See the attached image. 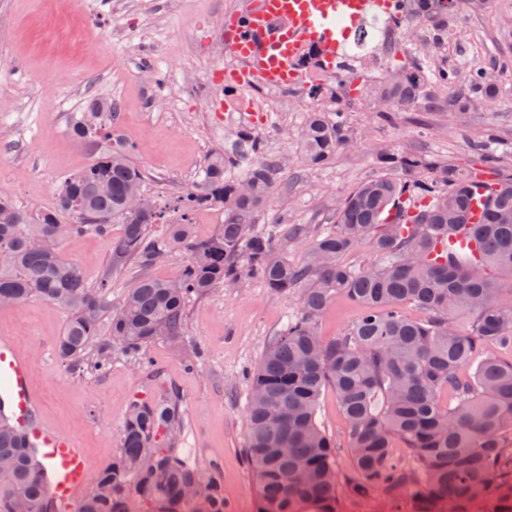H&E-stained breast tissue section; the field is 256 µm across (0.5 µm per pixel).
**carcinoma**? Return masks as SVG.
Returning <instances> with one entry per match:
<instances>
[{
    "label": "carcinoma",
    "mask_w": 512,
    "mask_h": 512,
    "mask_svg": "<svg viewBox=\"0 0 512 512\" xmlns=\"http://www.w3.org/2000/svg\"><path fill=\"white\" fill-rule=\"evenodd\" d=\"M431 6L428 21L443 33L447 15L462 0H420ZM352 80L313 85L318 105L306 112L299 132L304 164L323 168L342 149L355 147L346 124L321 101L349 110L359 99ZM454 88L453 107L473 99L498 101L494 72L470 71L465 84L417 57L373 80L364 99L380 118L402 110L426 111L435 90ZM112 102L86 100L71 134L96 148L93 162L64 179L51 208L30 211L0 195V300L18 305L31 298L67 311L56 344L58 357L76 362L96 348L92 369L112 363V349L139 357L157 340L182 334L188 301L211 290L257 277L275 293L300 292V310L267 346L249 377L244 448L255 478L256 512H335L341 494L373 493L386 502L408 497L414 512H469L484 502L488 512H512V359L487 356L483 346L512 348V304L487 276L493 268L512 281V174L488 181L479 220L471 219L476 178L435 157L385 152L379 172L362 181L336 209V228L323 230L309 261L288 263L277 251L278 221L264 228L256 216L274 189L275 166L264 159L242 174L238 159L222 151L206 159L194 188L176 199L180 222L167 237L150 228L161 212L144 190L145 174L132 161V145L114 148ZM224 209V229L199 239L190 216ZM112 269L136 263L147 269L169 249L188 254L177 274H143L114 304L104 278L88 286L81 266L59 243L88 234L112 235ZM477 239L482 256L429 258L438 238ZM367 244L377 263L355 268L339 262ZM344 297L360 309L339 336L323 339L316 323L327 305ZM412 305L421 316H408ZM330 387L348 423L352 469L337 467L339 447L318 420L323 389ZM182 424L178 407L163 398L131 406L121 448L100 475L112 495L89 493L78 512H128L134 495L152 512H183L185 483L198 471L173 448L167 431ZM400 440L407 458L393 455ZM0 463L13 480L0 485V512H13L22 498L31 512H57L45 493L34 451L0 423ZM215 477L202 483L195 512H226Z\"/></svg>",
    "instance_id": "cac0c4a2"
}]
</instances>
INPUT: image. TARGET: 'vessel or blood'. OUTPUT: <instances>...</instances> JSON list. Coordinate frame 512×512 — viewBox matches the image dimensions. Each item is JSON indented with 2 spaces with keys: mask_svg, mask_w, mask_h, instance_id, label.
Wrapping results in <instances>:
<instances>
[{
  "mask_svg": "<svg viewBox=\"0 0 512 512\" xmlns=\"http://www.w3.org/2000/svg\"><path fill=\"white\" fill-rule=\"evenodd\" d=\"M383 6V0H251L245 11L229 18L227 46L244 63L233 83L270 89L299 85L300 44L317 45L326 59H335L346 26H357L370 10ZM31 371L29 357L1 338L0 420L37 449L48 497L61 512H74L92 476L91 464L76 436L43 421Z\"/></svg>",
  "mask_w": 512,
  "mask_h": 512,
  "instance_id": "1",
  "label": "vessel or blood"
}]
</instances>
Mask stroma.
<instances>
[{
  "instance_id": "obj_1",
  "label": "stroma",
  "mask_w": 512,
  "mask_h": 512,
  "mask_svg": "<svg viewBox=\"0 0 512 512\" xmlns=\"http://www.w3.org/2000/svg\"><path fill=\"white\" fill-rule=\"evenodd\" d=\"M245 5L246 0H0V194L29 209L54 206L64 179L93 159L90 148L69 132L90 97L116 106L112 136L133 141L132 159L145 170L146 192L159 205H171L192 187L214 149L254 163L237 139L238 122L213 109L222 92L210 79L217 60L236 62L224 47L220 19ZM415 52L404 38L390 53L371 41L352 53V76L367 84ZM426 62L456 70L462 80L472 67L495 69L499 102L477 101L464 112L445 106L397 112L388 122L365 107L345 112L358 146L340 151L320 169L305 167L297 140L313 100L303 92L253 87L267 109L254 113L249 129L279 162L278 188L257 222L275 219L299 227L298 235L277 243L289 262H307L317 235L335 226L338 201L374 174L381 153L434 156L484 179L512 170V0H493L478 15H453L444 43L429 47ZM486 140L502 149L497 167L472 149ZM61 249L77 260L90 286L111 276L115 302L144 273L134 266L110 271L107 237L86 236ZM298 308V294L275 295L247 277L192 300L183 334L156 341L145 361L116 354L97 372L83 362L71 369L58 360L55 347L67 314L53 303L33 298L0 307V337L31 354L43 419L77 436L95 470L118 454L132 403L173 395L182 414L176 451L203 476L218 475L232 512H256L255 481L243 455L247 376ZM195 348L201 356L190 368L186 358Z\"/></svg>"
}]
</instances>
